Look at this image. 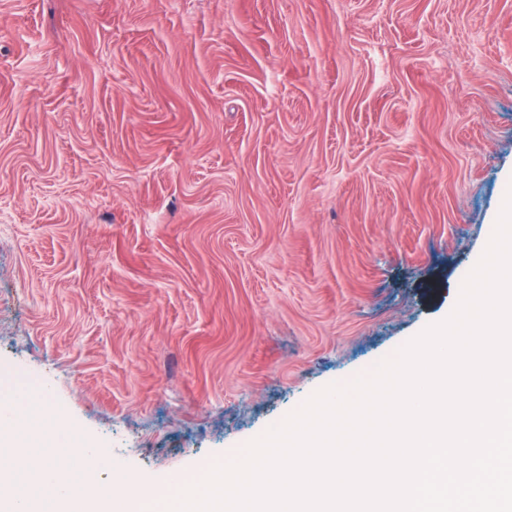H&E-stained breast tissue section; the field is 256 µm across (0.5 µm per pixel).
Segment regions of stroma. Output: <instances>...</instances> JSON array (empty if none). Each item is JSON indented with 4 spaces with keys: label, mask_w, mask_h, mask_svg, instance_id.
I'll list each match as a JSON object with an SVG mask.
<instances>
[{
    "label": "stroma",
    "mask_w": 512,
    "mask_h": 512,
    "mask_svg": "<svg viewBox=\"0 0 512 512\" xmlns=\"http://www.w3.org/2000/svg\"><path fill=\"white\" fill-rule=\"evenodd\" d=\"M512 188V0H0V395L151 497L452 312Z\"/></svg>",
    "instance_id": "35a3bbf8"
}]
</instances>
